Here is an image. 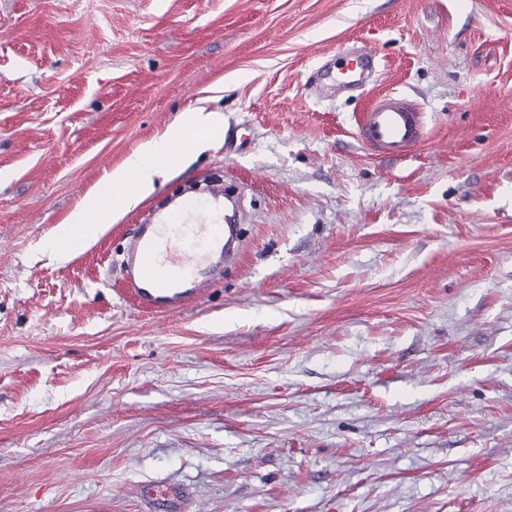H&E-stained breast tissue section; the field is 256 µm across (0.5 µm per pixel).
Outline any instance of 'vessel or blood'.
Instances as JSON below:
<instances>
[{
  "instance_id": "1",
  "label": "vessel or blood",
  "mask_w": 512,
  "mask_h": 512,
  "mask_svg": "<svg viewBox=\"0 0 512 512\" xmlns=\"http://www.w3.org/2000/svg\"><path fill=\"white\" fill-rule=\"evenodd\" d=\"M372 59L357 50L336 61L343 87L362 83ZM364 147L399 158L424 138L421 113L402 96L386 93L369 106L358 125ZM239 229L233 224H138L130 235L123 268L125 292L143 311L172 314L203 299L212 285L203 270L218 266L237 251Z\"/></svg>"
}]
</instances>
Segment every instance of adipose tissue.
Listing matches in <instances>:
<instances>
[{
    "label": "adipose tissue",
    "instance_id": "adipose-tissue-1",
    "mask_svg": "<svg viewBox=\"0 0 512 512\" xmlns=\"http://www.w3.org/2000/svg\"><path fill=\"white\" fill-rule=\"evenodd\" d=\"M223 126L224 115L218 111L195 108L182 113L160 137L143 144L112 170L93 198L43 239V250L57 260H68L76 250L95 241L107 224L152 193L167 166L203 151L207 146L204 132Z\"/></svg>",
    "mask_w": 512,
    "mask_h": 512
}]
</instances>
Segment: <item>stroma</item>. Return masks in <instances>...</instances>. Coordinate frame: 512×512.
I'll return each mask as SVG.
<instances>
[{
  "instance_id": "obj_1",
  "label": "stroma",
  "mask_w": 512,
  "mask_h": 512,
  "mask_svg": "<svg viewBox=\"0 0 512 512\" xmlns=\"http://www.w3.org/2000/svg\"><path fill=\"white\" fill-rule=\"evenodd\" d=\"M372 52L354 92L337 51ZM422 112L362 146L379 95ZM200 154L65 262L41 240L181 112ZM240 227L171 316L134 225ZM512 512V0H0V512ZM364 147L379 155H407L424 138L422 114L402 96L386 93L369 106L358 125Z\"/></svg>"
}]
</instances>
